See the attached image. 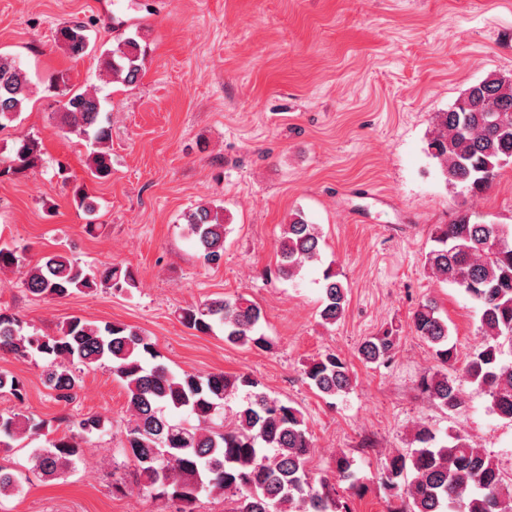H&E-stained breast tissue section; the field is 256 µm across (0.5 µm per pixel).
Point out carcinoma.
<instances>
[{
    "label": "carcinoma",
    "instance_id": "obj_1",
    "mask_svg": "<svg viewBox=\"0 0 512 512\" xmlns=\"http://www.w3.org/2000/svg\"><path fill=\"white\" fill-rule=\"evenodd\" d=\"M57 42L69 56L82 57L94 49L86 26L69 22L57 28ZM147 47L133 36H120L100 55L101 71L115 82L133 85L140 79ZM47 91L58 99V125L91 147L90 175L104 180L112 174L108 143L112 132L103 118L102 100L91 92H77L67 74H53ZM30 83L15 60L0 54V128L14 121L29 99ZM437 132L428 143L430 155L441 165L446 180L471 193H482L499 171L512 164V79L491 75L471 85L450 110L435 115ZM42 160L39 139H20L7 172L21 174ZM203 263L219 265L229 232L224 212L198 204L182 215ZM434 247L427 256L431 274L455 285L480 309L478 330L484 341L466 358L465 377L491 399V410L512 422V226L472 219L461 213L449 224L437 225ZM321 231L296 213L285 225L273 274L292 279L320 257ZM22 275L26 290L39 298L64 299L104 286L115 292L136 287L135 273L110 264L87 269L77 260L53 254L30 265L23 252L0 244V270ZM347 291L328 267L322 275L324 323L334 325L344 315ZM180 322L203 335L224 333V342L267 350L264 312L243 297H217L181 309ZM411 328L430 343L436 359L446 365L457 358L448 323L430 300L411 316ZM398 336L386 329L366 338L359 358L384 364L395 355ZM0 353L18 360L37 355L42 374L55 399L71 403L81 387L82 373L106 368L124 386L131 420L121 448L142 486L177 504L186 512L202 494L219 493L228 512H350L334 484L315 479L309 468L311 439L302 412L261 389L248 374L171 371L156 343L139 329L123 323L98 324L72 317L55 333L25 330L14 313L0 310ZM308 385L324 396L346 394L353 381L347 363L333 352L310 359L303 366ZM421 391L448 410L463 404L462 389L444 372L426 375ZM239 392L246 404L224 420V404ZM0 395L19 403L26 398L21 378L0 372ZM50 422L34 414H0V452L21 447V441L47 431ZM104 420L88 415L56 435L47 448H33L34 469L49 477L61 476L80 459L79 440L104 431ZM416 447L388 456L382 463L387 488L400 496L395 512H512V482L494 460L460 434L440 436L433 428L415 430ZM338 480L358 484L353 461L336 458ZM27 476L0 466V497L13 495Z\"/></svg>",
    "mask_w": 512,
    "mask_h": 512
}]
</instances>
